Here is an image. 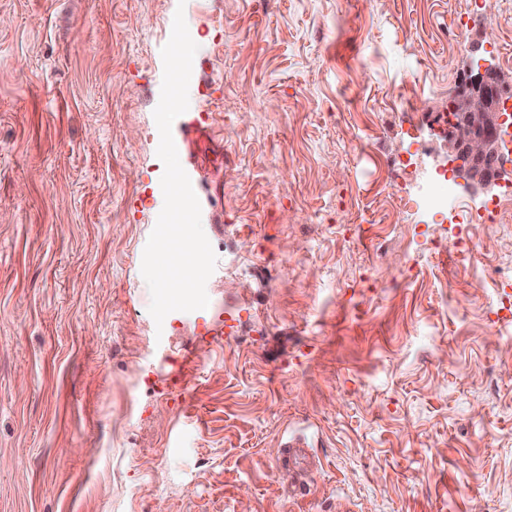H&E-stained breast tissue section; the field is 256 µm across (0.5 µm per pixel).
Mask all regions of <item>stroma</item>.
Segmentation results:
<instances>
[{
	"instance_id": "1",
	"label": "stroma",
	"mask_w": 512,
	"mask_h": 512,
	"mask_svg": "<svg viewBox=\"0 0 512 512\" xmlns=\"http://www.w3.org/2000/svg\"><path fill=\"white\" fill-rule=\"evenodd\" d=\"M468 4L0 0V512H512V222L425 243L459 231L446 199L512 189V155L490 188L426 180L459 80L512 84V0L460 46ZM179 8L172 135L217 264L207 308L158 324Z\"/></svg>"
}]
</instances>
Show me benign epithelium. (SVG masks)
Segmentation results:
<instances>
[{
    "label": "benign epithelium",
    "mask_w": 512,
    "mask_h": 512,
    "mask_svg": "<svg viewBox=\"0 0 512 512\" xmlns=\"http://www.w3.org/2000/svg\"><path fill=\"white\" fill-rule=\"evenodd\" d=\"M502 90L498 71L489 66L458 92L446 114L443 138L448 156L460 162L470 184L489 187L503 174L499 154Z\"/></svg>",
    "instance_id": "obj_1"
}]
</instances>
